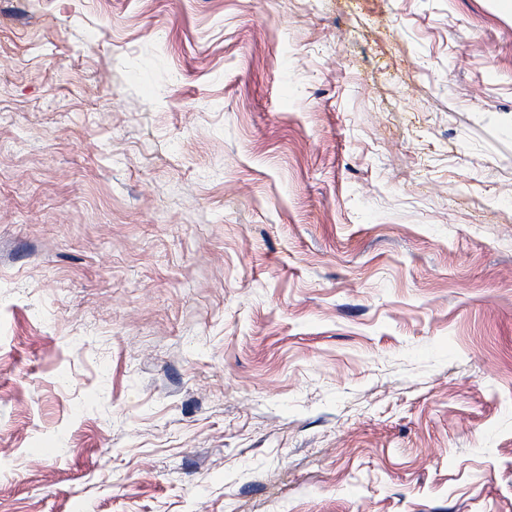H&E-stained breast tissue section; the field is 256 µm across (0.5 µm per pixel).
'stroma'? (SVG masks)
<instances>
[{"mask_svg": "<svg viewBox=\"0 0 512 512\" xmlns=\"http://www.w3.org/2000/svg\"><path fill=\"white\" fill-rule=\"evenodd\" d=\"M0 512H512L502 0H0Z\"/></svg>", "mask_w": 512, "mask_h": 512, "instance_id": "1", "label": "stroma"}]
</instances>
